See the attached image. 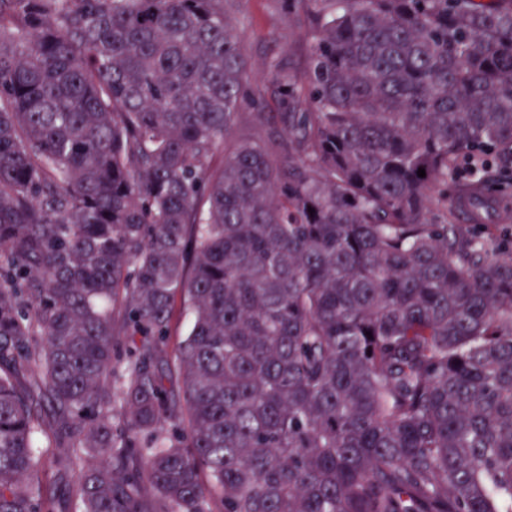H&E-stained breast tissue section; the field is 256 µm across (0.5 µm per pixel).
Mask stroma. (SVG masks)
Wrapping results in <instances>:
<instances>
[{"label": "stroma", "instance_id": "obj_1", "mask_svg": "<svg viewBox=\"0 0 512 512\" xmlns=\"http://www.w3.org/2000/svg\"><path fill=\"white\" fill-rule=\"evenodd\" d=\"M228 9L248 69L245 100L231 139L262 140L280 123V95L268 75L269 63L284 57L296 72L305 70L311 47L309 20L294 0H230ZM259 111L264 120H256Z\"/></svg>", "mask_w": 512, "mask_h": 512}]
</instances>
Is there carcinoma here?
<instances>
[{
	"label": "carcinoma",
	"instance_id": "carcinoma-1",
	"mask_svg": "<svg viewBox=\"0 0 512 512\" xmlns=\"http://www.w3.org/2000/svg\"><path fill=\"white\" fill-rule=\"evenodd\" d=\"M295 2L216 170L225 0H0V512H60L47 423L79 512H512V252L429 214L512 187V0ZM228 9L235 23L239 50L247 63L248 78L234 132L216 152L215 166L224 161V152L237 141L263 140L269 128L282 126L280 95L268 75L269 62L286 57L300 74L307 66L311 47L309 20L299 4L288 5V0H231ZM254 112H265V119L256 120ZM190 327V319L186 315L178 298L174 305L173 314L170 322L168 336L166 337V345L169 356L174 359L175 352L186 336ZM42 446L41 460L45 465V470L42 474L48 486V495L55 499L68 498L70 495V488L76 483L79 468L77 467L75 470L70 472L68 485L55 483L53 477L55 472L53 462L63 449L56 448L57 445L52 435V431L48 432V434L43 438Z\"/></svg>",
	"mask_w": 512,
	"mask_h": 512
}]
</instances>
